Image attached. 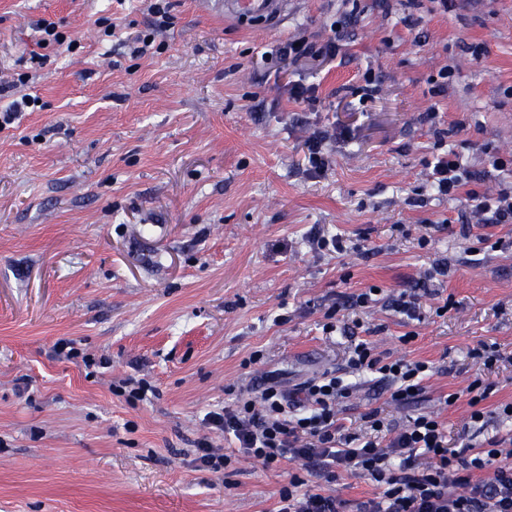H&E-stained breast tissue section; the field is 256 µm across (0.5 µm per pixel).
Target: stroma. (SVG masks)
<instances>
[{
  "mask_svg": "<svg viewBox=\"0 0 512 512\" xmlns=\"http://www.w3.org/2000/svg\"><path fill=\"white\" fill-rule=\"evenodd\" d=\"M172 2L153 52L136 58L146 0H0V78L46 58L17 89L37 107L0 130V512H276L298 463L196 467V441L229 446L203 417L250 377L291 387L341 369L364 339L432 371L401 408L374 375H346L348 431L379 408L396 420L439 412L454 442L511 432L494 411L512 403V363L489 372L469 352L484 342L512 356V224L476 223L467 190L439 198L427 164L438 127L475 175L468 190L505 180L491 159L512 155V0L428 13L414 28L400 0L387 14L360 0L346 24L342 0H299L273 30ZM101 17L112 35L98 33ZM40 20L76 47L42 44ZM334 33L335 60L290 67L273 55L289 38ZM445 66L448 89L431 95ZM298 80L316 86L315 102L289 99ZM322 126L350 136L314 176L303 142ZM317 233L345 251L316 249ZM437 261L448 281L422 298L421 321L387 306ZM371 287L382 296L371 311L344 305ZM69 341L109 366L58 355ZM129 375L157 396L113 394ZM477 379L493 386L482 403L493 417L467 432L466 400L443 410L437 399Z\"/></svg>",
  "mask_w": 512,
  "mask_h": 512,
  "instance_id": "obj_1",
  "label": "stroma"
}]
</instances>
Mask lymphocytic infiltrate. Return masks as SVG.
I'll return each mask as SVG.
<instances>
[{
  "mask_svg": "<svg viewBox=\"0 0 512 512\" xmlns=\"http://www.w3.org/2000/svg\"><path fill=\"white\" fill-rule=\"evenodd\" d=\"M429 178L440 195L451 197L472 173L451 150L437 157ZM469 199L482 220L512 224V185L473 191ZM346 368L351 374H377L399 406L423 392L430 370L424 361L376 355L368 341L350 347ZM349 393L332 372L292 393L271 380L254 382L234 407L208 413L206 423L233 438L242 458L267 468L285 459L299 463L300 474L290 475L279 493L277 512H512V451L504 450V438L456 449L438 413H421L399 425L376 408L363 415L366 433H350L338 409ZM348 471L375 483L380 495L347 500L306 486V475L330 484Z\"/></svg>",
  "mask_w": 512,
  "mask_h": 512,
  "instance_id": "1",
  "label": "lymphocytic infiltrate"
}]
</instances>
